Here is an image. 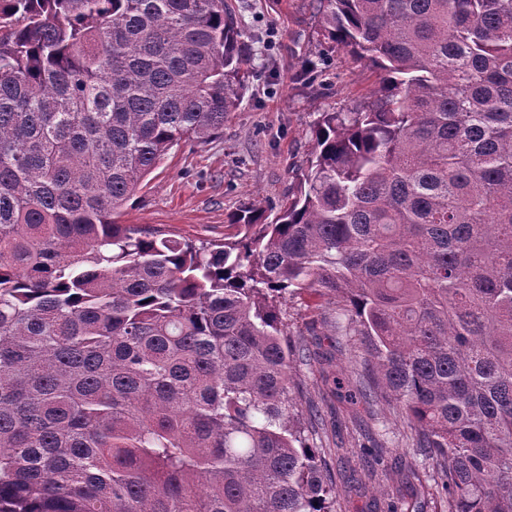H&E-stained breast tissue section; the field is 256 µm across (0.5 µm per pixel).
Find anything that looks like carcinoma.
<instances>
[{
    "mask_svg": "<svg viewBox=\"0 0 512 512\" xmlns=\"http://www.w3.org/2000/svg\"><path fill=\"white\" fill-rule=\"evenodd\" d=\"M379 73L322 112L297 194L200 245L118 221L224 131L227 0H0V512H333L279 298L363 346L354 406L435 460L446 512H512V0H316Z\"/></svg>",
    "mask_w": 512,
    "mask_h": 512,
    "instance_id": "1",
    "label": "carcinoma"
}]
</instances>
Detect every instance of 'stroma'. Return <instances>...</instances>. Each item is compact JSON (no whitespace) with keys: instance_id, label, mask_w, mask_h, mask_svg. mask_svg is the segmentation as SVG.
<instances>
[{"instance_id":"stroma-1","label":"stroma","mask_w":512,"mask_h":512,"mask_svg":"<svg viewBox=\"0 0 512 512\" xmlns=\"http://www.w3.org/2000/svg\"><path fill=\"white\" fill-rule=\"evenodd\" d=\"M249 43L251 85L224 133L174 147L125 205L120 223L197 243H220L237 228L232 213L258 200L277 206L296 192L314 149L310 130L323 112H349L372 95L378 74L325 39L311 0H232ZM327 298L285 295L282 318L306 356L293 379L304 395L301 422H314L315 445L336 479V512H442L433 463L410 430L386 410L341 401L334 380L353 376L358 342L339 344L319 324ZM408 471L407 483L377 474L378 463Z\"/></svg>"}]
</instances>
